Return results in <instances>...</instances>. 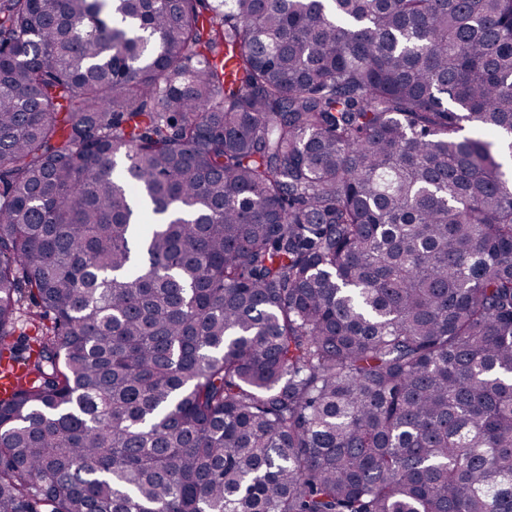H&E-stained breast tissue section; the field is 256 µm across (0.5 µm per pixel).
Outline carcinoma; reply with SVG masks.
<instances>
[{
  "label": "carcinoma",
  "instance_id": "carcinoma-1",
  "mask_svg": "<svg viewBox=\"0 0 512 512\" xmlns=\"http://www.w3.org/2000/svg\"><path fill=\"white\" fill-rule=\"evenodd\" d=\"M503 149L512 0H0V512H512Z\"/></svg>",
  "mask_w": 512,
  "mask_h": 512
}]
</instances>
